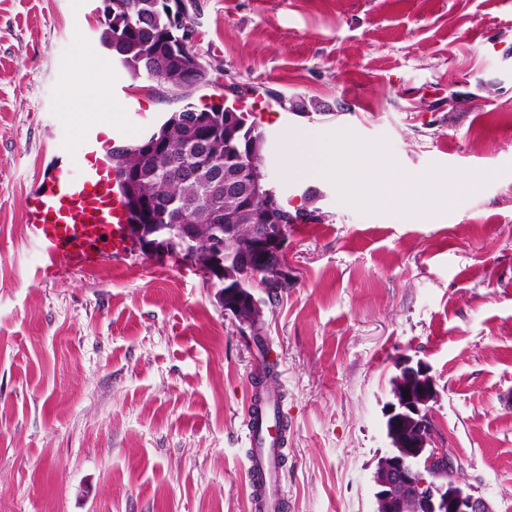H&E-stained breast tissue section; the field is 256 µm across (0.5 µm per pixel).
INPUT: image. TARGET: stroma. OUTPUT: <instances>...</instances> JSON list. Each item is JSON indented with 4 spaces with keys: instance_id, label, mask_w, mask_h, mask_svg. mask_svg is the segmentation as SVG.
<instances>
[{
    "instance_id": "obj_1",
    "label": "stroma",
    "mask_w": 512,
    "mask_h": 512,
    "mask_svg": "<svg viewBox=\"0 0 512 512\" xmlns=\"http://www.w3.org/2000/svg\"><path fill=\"white\" fill-rule=\"evenodd\" d=\"M194 2L211 81L191 102L256 116L283 203L318 192L288 227V287L254 290L268 353L176 257L40 277L23 224L40 173L79 156L98 113L130 145L183 102L101 48V0H0V512H252L245 422L267 363L284 512H373L406 359L433 379L439 447L512 512V0ZM80 79L100 101L65 107ZM309 134L457 189L425 217L378 190L349 202L336 178L286 170Z\"/></svg>"
}]
</instances>
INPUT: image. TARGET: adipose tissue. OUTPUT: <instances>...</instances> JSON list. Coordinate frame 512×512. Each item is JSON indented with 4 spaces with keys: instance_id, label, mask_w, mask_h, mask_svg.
I'll list each match as a JSON object with an SVG mask.
<instances>
[{
    "instance_id": "1",
    "label": "adipose tissue",
    "mask_w": 512,
    "mask_h": 512,
    "mask_svg": "<svg viewBox=\"0 0 512 512\" xmlns=\"http://www.w3.org/2000/svg\"><path fill=\"white\" fill-rule=\"evenodd\" d=\"M294 152L287 166L290 171L307 175L311 171L340 173L347 175L345 194L349 200L360 201L367 182H376L380 190L387 191L395 184L394 177L374 176L361 159L363 149L353 143L350 137H343L340 145L333 150H324L311 137L295 139Z\"/></svg>"
}]
</instances>
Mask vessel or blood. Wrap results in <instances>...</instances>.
I'll return each instance as SVG.
<instances>
[{
    "label": "vessel or blood",
    "mask_w": 512,
    "mask_h": 512,
    "mask_svg": "<svg viewBox=\"0 0 512 512\" xmlns=\"http://www.w3.org/2000/svg\"><path fill=\"white\" fill-rule=\"evenodd\" d=\"M107 127L92 123L83 131L77 167L58 165L44 171L32 191L24 223L41 256L40 274L54 279L69 273L90 275L104 262L127 270L133 264L122 185L112 161ZM278 403L265 396L246 420L254 512H279L283 500L280 458L284 432Z\"/></svg>",
    "instance_id": "1"
}]
</instances>
